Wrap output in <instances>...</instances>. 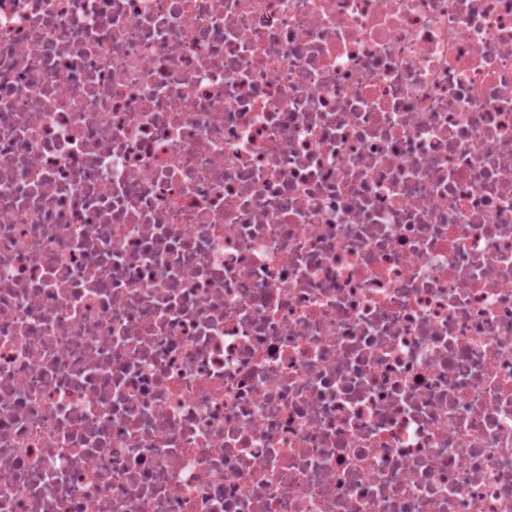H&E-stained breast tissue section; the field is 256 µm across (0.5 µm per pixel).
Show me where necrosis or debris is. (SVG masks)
<instances>
[{"label": "necrosis or debris", "instance_id": "1", "mask_svg": "<svg viewBox=\"0 0 512 512\" xmlns=\"http://www.w3.org/2000/svg\"><path fill=\"white\" fill-rule=\"evenodd\" d=\"M0 512H512V0H0Z\"/></svg>", "mask_w": 512, "mask_h": 512}]
</instances>
